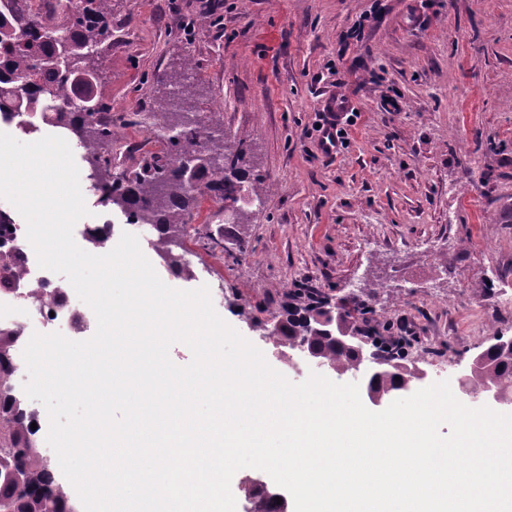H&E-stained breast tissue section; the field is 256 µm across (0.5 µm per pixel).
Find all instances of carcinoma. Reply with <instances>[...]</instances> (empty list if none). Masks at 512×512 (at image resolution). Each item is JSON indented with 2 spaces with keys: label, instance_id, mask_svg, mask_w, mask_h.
Listing matches in <instances>:
<instances>
[{
  "label": "carcinoma",
  "instance_id": "obj_1",
  "mask_svg": "<svg viewBox=\"0 0 512 512\" xmlns=\"http://www.w3.org/2000/svg\"><path fill=\"white\" fill-rule=\"evenodd\" d=\"M112 0H78L63 7L62 0H0V112H43L53 124L73 134L89 164L99 203L117 207L128 223L152 227L153 246L169 266L190 276V266L177 250L183 248L185 227L194 217L199 197L209 195L222 203L234 202L239 187L246 184L251 196L263 202L266 192L261 178L245 181L238 175L245 162L241 144L232 142L224 129L198 112L184 109L196 89L177 82L182 92L169 93L151 113L153 127L163 132L162 148L146 154L135 169L115 171L112 159V112L98 92L92 67L94 55L112 36ZM53 30L66 37L68 54L59 66L43 65L41 58L54 53L41 41ZM70 94L75 109L58 104L61 94ZM201 156L205 167L197 179H206L195 189L187 180L192 159ZM208 248L240 259L246 241L228 230L205 234ZM293 296L305 297L301 307H290L276 321L274 342L313 348L339 375L354 373L358 359L350 350L310 334V322L328 313L330 298L301 289ZM15 336L0 332V506L11 512H74L64 487L57 479L55 464L46 461L37 448L31 424L36 416L13 394L15 371L12 349ZM475 385L488 383L512 394V357L488 351L471 373ZM406 381V372L394 368L376 380L378 390H396Z\"/></svg>",
  "mask_w": 512,
  "mask_h": 512
}]
</instances>
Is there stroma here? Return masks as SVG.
<instances>
[{"label": "stroma", "mask_w": 512, "mask_h": 512, "mask_svg": "<svg viewBox=\"0 0 512 512\" xmlns=\"http://www.w3.org/2000/svg\"><path fill=\"white\" fill-rule=\"evenodd\" d=\"M128 40L104 50L100 90L113 126L133 125L193 56L198 111L243 142L247 253L234 262L185 241L194 272L172 279L153 235L100 205L75 137L90 224L131 231L170 287L208 286L225 321L291 382L254 320L284 312L288 291L370 296V324L409 337L407 362L457 384L490 337L512 336V0H114ZM346 103L334 155L320 144L326 100Z\"/></svg>", "instance_id": "obj_1"}]
</instances>
